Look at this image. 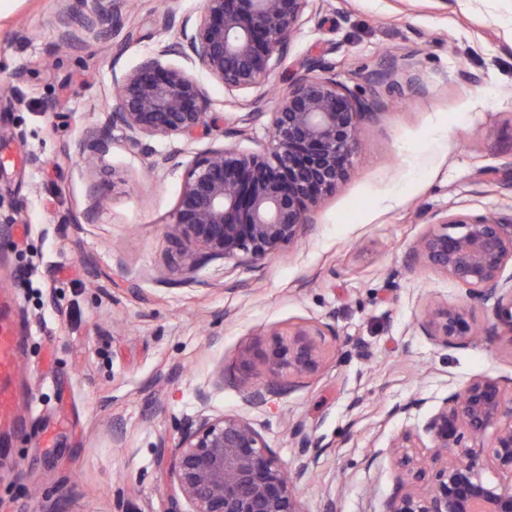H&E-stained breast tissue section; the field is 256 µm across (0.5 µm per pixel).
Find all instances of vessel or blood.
<instances>
[{"mask_svg": "<svg viewBox=\"0 0 512 512\" xmlns=\"http://www.w3.org/2000/svg\"><path fill=\"white\" fill-rule=\"evenodd\" d=\"M24 341L20 323L0 321V428L4 430L17 424L19 360Z\"/></svg>", "mask_w": 512, "mask_h": 512, "instance_id": "obj_1", "label": "vessel or blood"}]
</instances>
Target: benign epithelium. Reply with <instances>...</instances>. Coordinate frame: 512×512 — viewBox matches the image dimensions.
Wrapping results in <instances>:
<instances>
[{
    "label": "benign epithelium",
    "mask_w": 512,
    "mask_h": 512,
    "mask_svg": "<svg viewBox=\"0 0 512 512\" xmlns=\"http://www.w3.org/2000/svg\"><path fill=\"white\" fill-rule=\"evenodd\" d=\"M311 0H202L196 26L177 22L169 8L161 28L179 27V37L116 82L117 104L108 124L90 131L94 151L105 152L111 130L128 132L129 146L147 140L187 137L208 125L200 83L186 71L165 65L168 55L193 56L229 92L271 82L285 61L291 37ZM360 100L336 76L304 65L272 113V134L261 152L224 145L197 156L188 168L172 214L171 234L189 270L201 255L224 260L265 259L292 243L310 223L313 209L347 174L357 148L356 131L367 114ZM419 252L433 269L466 288L469 303L438 306L419 322L420 331L444 347H465L476 335L472 306L489 308L486 340L512 337V285L502 278L512 263V216H454L436 223ZM318 327L298 326L276 340L263 358L275 382L246 396L260 406L265 394L296 386L316 374L324 354ZM428 454L409 449L421 438L406 432L394 440L400 470L383 512H512V484L485 483L477 454L466 444L492 435L489 460L512 480V393L492 378L479 377L443 399L423 427ZM164 491L180 512H302L294 486L315 463L321 441L300 437L303 458L291 475L251 422L232 415L202 417L173 441L162 437Z\"/></svg>",
    "instance_id": "benign-epithelium-1"
}]
</instances>
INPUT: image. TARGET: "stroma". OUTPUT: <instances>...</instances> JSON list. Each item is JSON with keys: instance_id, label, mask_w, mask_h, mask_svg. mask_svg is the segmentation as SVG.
Instances as JSON below:
<instances>
[{"instance_id": "obj_1", "label": "stroma", "mask_w": 512, "mask_h": 512, "mask_svg": "<svg viewBox=\"0 0 512 512\" xmlns=\"http://www.w3.org/2000/svg\"><path fill=\"white\" fill-rule=\"evenodd\" d=\"M170 4L193 23L202 0H108L111 21L90 27L93 0H0V77L22 74L0 101V295L27 328L20 381L38 397L0 435V512H160L159 438L222 415L251 422L291 472L298 433L321 440L295 487L303 512H383L398 436L473 378L512 387V338L446 348L420 331L430 307L467 298L416 253L444 217L512 215V187L483 175L512 165V0H311L269 85L230 93L168 57L201 84L210 125L145 152L117 127L86 164L77 147L108 122L115 78L175 41L157 23ZM303 63L371 108L345 179L263 261L183 268L169 226L187 167L227 141L261 151ZM170 151L180 167L157 164ZM299 325L323 331L321 370L252 406L263 353ZM64 397L76 430L48 451L39 430Z\"/></svg>"}]
</instances>
